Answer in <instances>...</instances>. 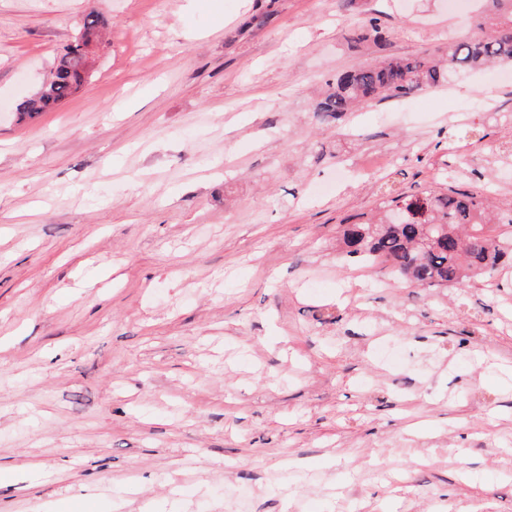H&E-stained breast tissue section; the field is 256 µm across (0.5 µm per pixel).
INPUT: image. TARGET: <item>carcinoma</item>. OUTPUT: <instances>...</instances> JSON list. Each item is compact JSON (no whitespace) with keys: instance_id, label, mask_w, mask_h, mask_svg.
<instances>
[{"instance_id":"cac0c4a2","label":"carcinoma","mask_w":512,"mask_h":512,"mask_svg":"<svg viewBox=\"0 0 512 512\" xmlns=\"http://www.w3.org/2000/svg\"><path fill=\"white\" fill-rule=\"evenodd\" d=\"M472 40L448 42L439 59L388 56L372 65L336 74L313 101V111L339 119L362 104L401 98L435 87L451 72L485 65H512V0H486ZM101 26L90 13L73 42L66 46L42 89L21 102L19 120L33 119L71 97L87 76L89 48ZM384 210L344 226L342 255L388 266L399 278L423 288L455 287L480 276H493L512 264V255L484 233L501 220L482 199L456 190L405 195L386 184Z\"/></svg>"}]
</instances>
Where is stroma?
<instances>
[{
	"instance_id": "35a3bbf8",
	"label": "stroma",
	"mask_w": 512,
	"mask_h": 512,
	"mask_svg": "<svg viewBox=\"0 0 512 512\" xmlns=\"http://www.w3.org/2000/svg\"><path fill=\"white\" fill-rule=\"evenodd\" d=\"M92 12L81 90L18 122ZM477 14L0 0V512H512V267L414 288L338 241L368 151L512 210V82L312 107Z\"/></svg>"
}]
</instances>
